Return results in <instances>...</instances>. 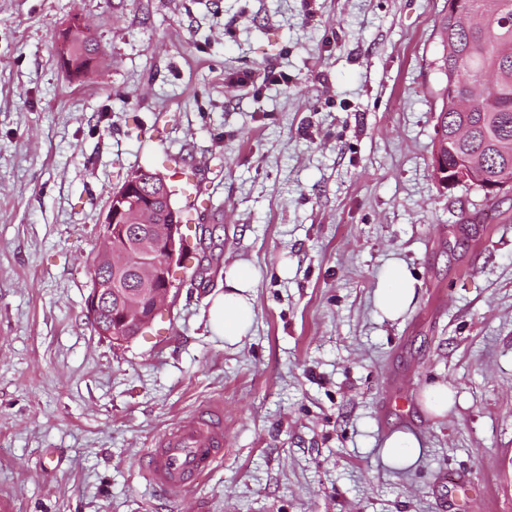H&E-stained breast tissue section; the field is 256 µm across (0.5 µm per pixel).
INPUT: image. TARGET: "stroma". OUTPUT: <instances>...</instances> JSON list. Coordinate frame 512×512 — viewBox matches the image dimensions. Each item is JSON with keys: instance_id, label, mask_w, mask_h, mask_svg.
I'll list each match as a JSON object with an SVG mask.
<instances>
[{"instance_id": "obj_1", "label": "stroma", "mask_w": 512, "mask_h": 512, "mask_svg": "<svg viewBox=\"0 0 512 512\" xmlns=\"http://www.w3.org/2000/svg\"><path fill=\"white\" fill-rule=\"evenodd\" d=\"M448 0H0V512H512V195L437 183ZM80 15L101 57L72 79ZM271 65L283 81H262ZM151 170L191 260L116 345L85 314L113 191ZM401 260L399 319L375 306ZM257 272L231 345L206 323L224 269ZM287 274H280V264ZM447 383L453 405L423 414ZM224 456L167 494L156 436L208 405ZM427 450L383 463L393 431ZM90 32L86 27V23L80 17H76L73 21L61 32V36L58 40V54L62 67L68 71L73 72L70 68H65L68 65L67 50L69 46L76 40H82L84 36L89 35ZM97 43L91 42V40L83 39L82 41L74 44L70 51L71 61L75 65V71L85 64L87 58L98 50ZM99 52L94 59L87 62L81 69L80 74L86 71V74L93 70V62L97 59ZM417 281L405 264L393 260L383 267L375 291V304L389 320L400 317L415 301ZM421 404L429 414L445 415L448 412V385L442 382L427 385L421 393Z\"/></svg>"}]
</instances>
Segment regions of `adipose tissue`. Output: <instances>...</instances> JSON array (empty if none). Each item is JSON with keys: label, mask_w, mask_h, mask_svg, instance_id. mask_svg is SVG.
<instances>
[{"label": "adipose tissue", "mask_w": 512, "mask_h": 512, "mask_svg": "<svg viewBox=\"0 0 512 512\" xmlns=\"http://www.w3.org/2000/svg\"><path fill=\"white\" fill-rule=\"evenodd\" d=\"M255 272L245 262H235L224 270V290L216 294L209 305L208 323L213 332L234 344L248 335L255 308L252 290ZM417 282L405 264L394 260L386 264L375 291V304L385 318L400 317L414 302Z\"/></svg>", "instance_id": "obj_1"}]
</instances>
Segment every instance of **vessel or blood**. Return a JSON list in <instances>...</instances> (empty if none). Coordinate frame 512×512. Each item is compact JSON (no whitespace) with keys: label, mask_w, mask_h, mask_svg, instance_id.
Here are the masks:
<instances>
[{"label":"vessel or blood","mask_w":512,"mask_h":512,"mask_svg":"<svg viewBox=\"0 0 512 512\" xmlns=\"http://www.w3.org/2000/svg\"><path fill=\"white\" fill-rule=\"evenodd\" d=\"M224 449V416L208 406L166 429L146 452L145 479L165 492L193 487Z\"/></svg>","instance_id":"b4317fda"}]
</instances>
